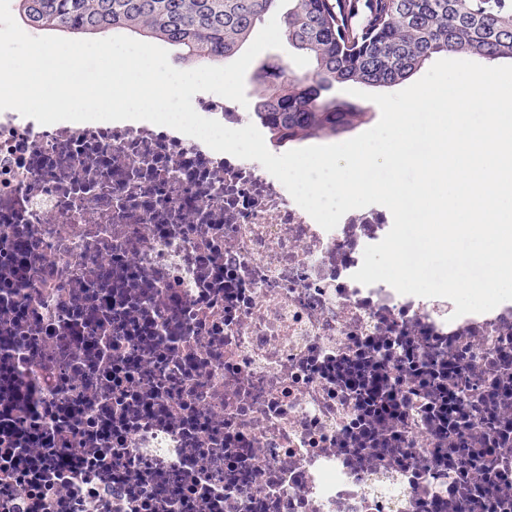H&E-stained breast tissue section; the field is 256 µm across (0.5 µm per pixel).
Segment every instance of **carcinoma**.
<instances>
[{
    "instance_id": "obj_1",
    "label": "carcinoma",
    "mask_w": 512,
    "mask_h": 512,
    "mask_svg": "<svg viewBox=\"0 0 512 512\" xmlns=\"http://www.w3.org/2000/svg\"><path fill=\"white\" fill-rule=\"evenodd\" d=\"M281 0H13L38 31L107 35L130 31L182 51L184 60L233 58ZM283 35L313 60L296 73L267 63L255 74L253 115L272 142L327 139L368 111L331 90L355 83L394 86L433 57L512 60V0H289Z\"/></svg>"
}]
</instances>
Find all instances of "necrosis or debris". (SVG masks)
<instances>
[{
	"label": "necrosis or debris",
	"mask_w": 512,
	"mask_h": 512,
	"mask_svg": "<svg viewBox=\"0 0 512 512\" xmlns=\"http://www.w3.org/2000/svg\"><path fill=\"white\" fill-rule=\"evenodd\" d=\"M392 224L0 111V512H512V301L354 281Z\"/></svg>",
	"instance_id": "necrosis-or-debris-1"
}]
</instances>
